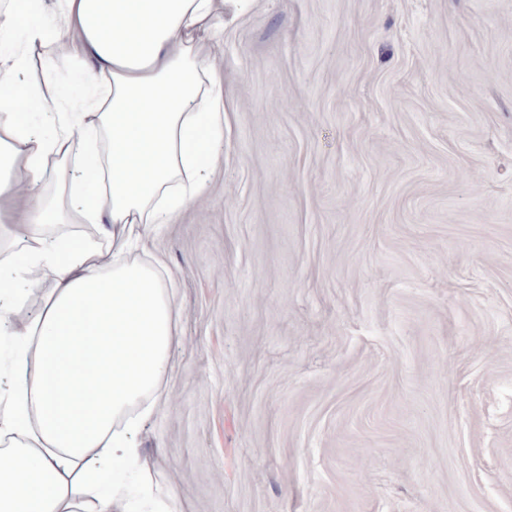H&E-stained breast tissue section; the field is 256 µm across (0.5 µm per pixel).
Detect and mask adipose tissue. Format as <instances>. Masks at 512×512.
<instances>
[{
    "label": "adipose tissue",
    "mask_w": 512,
    "mask_h": 512,
    "mask_svg": "<svg viewBox=\"0 0 512 512\" xmlns=\"http://www.w3.org/2000/svg\"><path fill=\"white\" fill-rule=\"evenodd\" d=\"M225 2L0 0V202L22 181L39 199L27 223L0 224V512H74L106 461L138 457L177 314L160 273L127 255L221 161L223 53L203 35L223 27ZM37 48L40 82L19 83ZM62 49L88 61L65 96ZM65 223L99 231L48 234ZM48 287V282H45L41 288H34L26 306L17 310L12 315L11 319L15 328H20L29 318L36 314L40 307L42 294Z\"/></svg>",
    "instance_id": "obj_1"
}]
</instances>
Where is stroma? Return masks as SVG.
Segmentation results:
<instances>
[{
    "mask_svg": "<svg viewBox=\"0 0 512 512\" xmlns=\"http://www.w3.org/2000/svg\"><path fill=\"white\" fill-rule=\"evenodd\" d=\"M224 156L133 500L512 512V0H228Z\"/></svg>",
    "mask_w": 512,
    "mask_h": 512,
    "instance_id": "stroma-1",
    "label": "stroma"
}]
</instances>
